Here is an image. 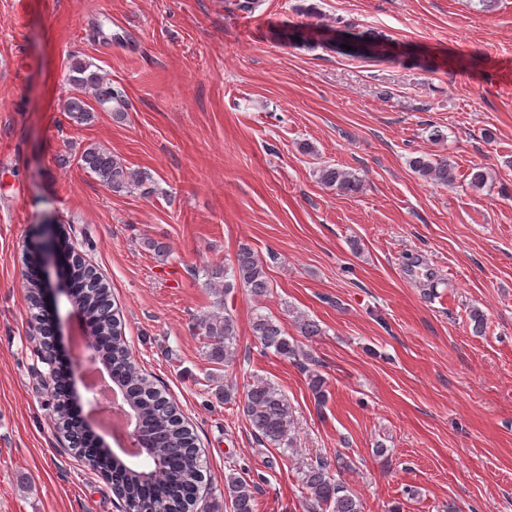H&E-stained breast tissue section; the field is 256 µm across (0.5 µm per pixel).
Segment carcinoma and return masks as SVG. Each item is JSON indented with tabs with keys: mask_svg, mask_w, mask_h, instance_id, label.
Wrapping results in <instances>:
<instances>
[{
	"mask_svg": "<svg viewBox=\"0 0 512 512\" xmlns=\"http://www.w3.org/2000/svg\"><path fill=\"white\" fill-rule=\"evenodd\" d=\"M353 52L362 56H377L382 46L369 35L355 34L349 41ZM69 84L75 90L64 104L67 117L81 125L90 122L97 110L112 113L121 119L128 110L122 89L99 72L92 64L75 60L68 67ZM91 95L89 104L83 94ZM79 166L94 174L114 193L129 192L142 187L150 176L125 165L107 149L91 144L77 155ZM409 166L426 181L448 186L454 183V167L448 158L415 157ZM321 183L346 195L357 194L362 189V179L347 170L325 166L320 170ZM206 285L215 287V293L225 294L238 286L253 297L261 298L270 288L269 277L263 261L247 244L236 253L232 270L221 266L204 271ZM70 287L76 290L73 300L82 305L93 326L89 347L97 363L112 367V379L125 395V400L135 411L140 429L142 447L150 450L149 466L139 468L117 460L112 461V476L118 494L125 500L139 505L144 512H193L195 494L203 482L199 462V449L194 432L182 415L132 362L122 336L121 321L114 318L111 291L98 273L78 263L69 276ZM203 354L212 363L225 365L235 353L237 331L232 313L224 315L207 313L198 319ZM252 335L266 349L284 359L304 357L311 365L307 369L309 388L317 402L328 399L325 378L315 366V358L300 349L297 342L288 339L282 323L269 315L257 313L251 324ZM245 420L254 435L275 448L293 447L294 417L286 395L270 381L257 378L248 387L241 403ZM300 481L306 490L307 512H362V504L340 479V466L324 458L305 465L300 471ZM255 484L230 474L224 481V506L213 512H255Z\"/></svg>",
	"mask_w": 512,
	"mask_h": 512,
	"instance_id": "carcinoma-1",
	"label": "carcinoma"
}]
</instances>
